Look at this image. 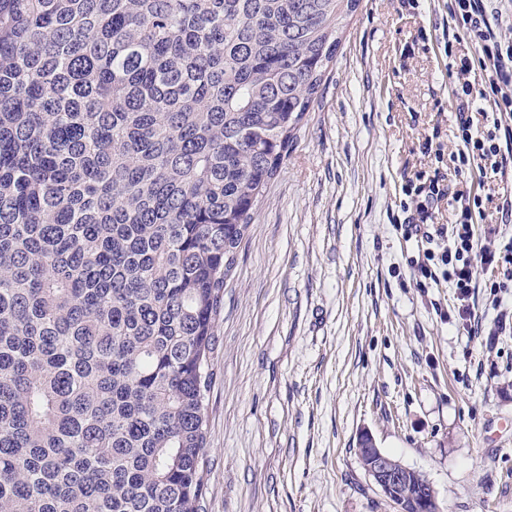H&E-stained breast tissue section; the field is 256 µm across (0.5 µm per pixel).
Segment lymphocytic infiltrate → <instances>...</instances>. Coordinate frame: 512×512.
<instances>
[{
	"instance_id": "1",
	"label": "lymphocytic infiltrate",
	"mask_w": 512,
	"mask_h": 512,
	"mask_svg": "<svg viewBox=\"0 0 512 512\" xmlns=\"http://www.w3.org/2000/svg\"><path fill=\"white\" fill-rule=\"evenodd\" d=\"M453 41H465L473 54L452 55L448 64L456 81L452 96L457 110V151L447 167L418 172L410 188L415 220L406 221V236L423 245L411 261L417 287L428 288L445 279L455 288L459 316L467 332L479 322L468 303L476 285V266L494 269L486 281L492 304L512 288V236H499L478 244L474 226L484 213L478 184L506 179L512 172V21L505 19L492 0H451ZM484 103L482 124L473 112ZM452 200L449 223L438 224L434 215L444 200Z\"/></svg>"
}]
</instances>
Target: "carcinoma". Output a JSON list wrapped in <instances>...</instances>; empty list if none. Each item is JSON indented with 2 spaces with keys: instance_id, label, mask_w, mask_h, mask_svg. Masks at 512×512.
Here are the masks:
<instances>
[{
  "instance_id": "obj_1",
  "label": "carcinoma",
  "mask_w": 512,
  "mask_h": 512,
  "mask_svg": "<svg viewBox=\"0 0 512 512\" xmlns=\"http://www.w3.org/2000/svg\"><path fill=\"white\" fill-rule=\"evenodd\" d=\"M357 0H0V512H204L237 248Z\"/></svg>"
}]
</instances>
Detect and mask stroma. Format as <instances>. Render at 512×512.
Masks as SVG:
<instances>
[{
  "mask_svg": "<svg viewBox=\"0 0 512 512\" xmlns=\"http://www.w3.org/2000/svg\"><path fill=\"white\" fill-rule=\"evenodd\" d=\"M446 0H358L322 92L237 249L213 325L206 512H396L363 433L433 487L440 512H512V330L476 289L415 287L393 224L405 178L454 150Z\"/></svg>",
  "mask_w": 512,
  "mask_h": 512,
  "instance_id": "35a3bbf8",
  "label": "stroma"
}]
</instances>
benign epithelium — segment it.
Listing matches in <instances>:
<instances>
[{
    "instance_id": "benign-epithelium-1",
    "label": "benign epithelium",
    "mask_w": 512,
    "mask_h": 512,
    "mask_svg": "<svg viewBox=\"0 0 512 512\" xmlns=\"http://www.w3.org/2000/svg\"><path fill=\"white\" fill-rule=\"evenodd\" d=\"M358 452L366 473L386 498L400 499L414 486L417 512H438L434 490L427 480L418 477L416 483H410L409 470L397 465L377 447L370 435L361 437Z\"/></svg>"
}]
</instances>
